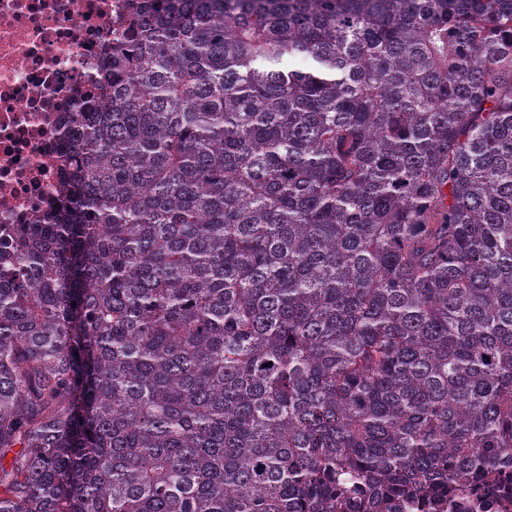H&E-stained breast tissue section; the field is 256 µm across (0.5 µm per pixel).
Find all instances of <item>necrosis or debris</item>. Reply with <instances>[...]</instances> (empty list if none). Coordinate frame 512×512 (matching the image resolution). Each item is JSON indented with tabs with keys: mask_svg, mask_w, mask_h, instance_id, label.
<instances>
[{
	"mask_svg": "<svg viewBox=\"0 0 512 512\" xmlns=\"http://www.w3.org/2000/svg\"><path fill=\"white\" fill-rule=\"evenodd\" d=\"M129 0H0V225L40 224L56 204L63 119L92 93ZM404 512H512V469Z\"/></svg>",
	"mask_w": 512,
	"mask_h": 512,
	"instance_id": "necrosis-or-debris-1",
	"label": "necrosis or debris"
}]
</instances>
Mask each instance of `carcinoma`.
Returning a JSON list of instances; mask_svg holds the SVG:
<instances>
[{"instance_id": "1", "label": "carcinoma", "mask_w": 512, "mask_h": 512, "mask_svg": "<svg viewBox=\"0 0 512 512\" xmlns=\"http://www.w3.org/2000/svg\"><path fill=\"white\" fill-rule=\"evenodd\" d=\"M124 29L64 207L0 229V512H391L512 465V0Z\"/></svg>"}]
</instances>
